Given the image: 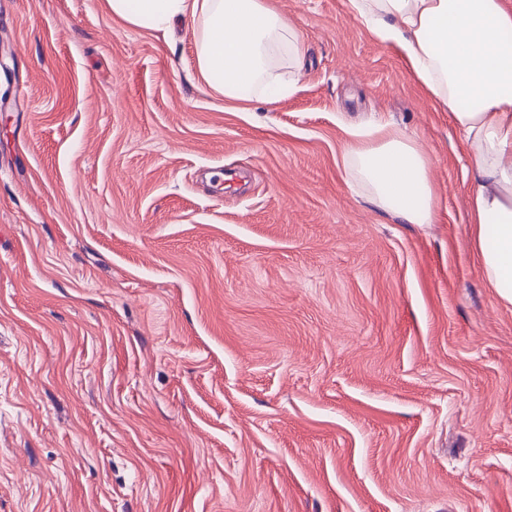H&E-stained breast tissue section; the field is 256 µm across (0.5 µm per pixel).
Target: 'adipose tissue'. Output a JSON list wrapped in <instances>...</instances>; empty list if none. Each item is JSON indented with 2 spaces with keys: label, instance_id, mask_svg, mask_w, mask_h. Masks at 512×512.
Returning <instances> with one entry per match:
<instances>
[{
  "label": "adipose tissue",
  "instance_id": "ef3b65f1",
  "mask_svg": "<svg viewBox=\"0 0 512 512\" xmlns=\"http://www.w3.org/2000/svg\"><path fill=\"white\" fill-rule=\"evenodd\" d=\"M369 32L395 46L447 111L474 160L468 222L473 249L500 301L512 306V0H348ZM127 25L166 32L187 22L196 71L215 93L250 101L274 57L301 72L298 33L269 0H106ZM346 158L378 208L405 224L435 220L431 161L410 137L378 126Z\"/></svg>",
  "mask_w": 512,
  "mask_h": 512
}]
</instances>
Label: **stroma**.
<instances>
[{
	"mask_svg": "<svg viewBox=\"0 0 512 512\" xmlns=\"http://www.w3.org/2000/svg\"><path fill=\"white\" fill-rule=\"evenodd\" d=\"M271 2L302 75L238 104L184 22L0 0V512H512L464 137L345 0ZM378 123L436 223L347 168ZM345 148L346 158L372 191L378 208L404 224H433L436 189L431 161L410 137L380 125Z\"/></svg>",
	"mask_w": 512,
	"mask_h": 512,
	"instance_id": "obj_1",
	"label": "stroma"
}]
</instances>
